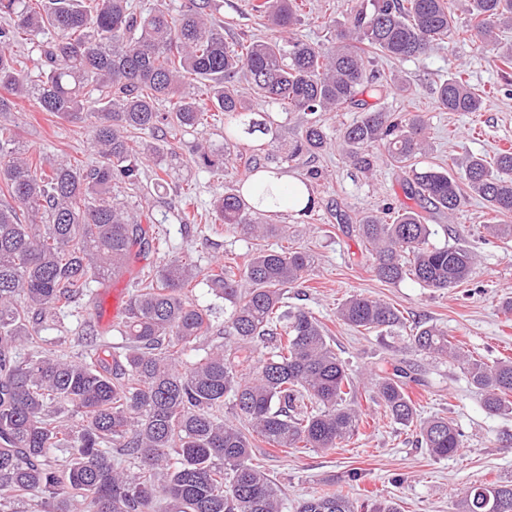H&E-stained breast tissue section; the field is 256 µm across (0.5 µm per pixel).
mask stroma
I'll return each mask as SVG.
<instances>
[{
	"mask_svg": "<svg viewBox=\"0 0 512 512\" xmlns=\"http://www.w3.org/2000/svg\"><path fill=\"white\" fill-rule=\"evenodd\" d=\"M247 3L212 0L214 16L224 23L227 44L271 33L266 20L251 14ZM355 4L356 0H306L294 31L308 41L325 42L329 33L321 14L331 13L341 22ZM369 68L390 86L383 100L389 111L424 113L429 148L418 159L420 167L449 169L465 155L490 157L497 149L512 146V74L504 75L493 55L471 39H452L422 59L378 58ZM459 71L470 84L486 91L482 111L450 112L438 107L439 84ZM7 121L45 162L76 157L91 165L98 160L89 127L63 122L42 112L33 101H19ZM202 137L223 145V122H216L200 137L178 136L175 156L165 160L169 171L165 187H156L146 177L139 185L115 189L129 209L140 214L143 225L153 227L159 249L136 259L129 271L107 286L91 287L102 308L97 319L99 337L112 346H121L122 340L113 335V320L107 312L113 305L124 304L143 267L172 256L185 257L204 270L219 263L229 267L254 247L253 241L226 231L223 225L181 221L183 190L194 188L199 209H208L226 187L236 184L243 169L238 160L226 164L219 174L197 167L193 149ZM309 166L322 173L314 187L319 201L316 214L306 218L287 206L279 222L289 245L311 252L315 263L306 275L303 293L288 289L284 300L288 306L309 309L327 327L333 350L356 381L354 401L363 422L359 435L347 446L327 451L310 448L283 453L253 438L252 461L282 489L284 512H295L297 503L309 494L338 490L360 499L368 494L377 500L394 499L401 512H454L458 496L467 487L512 478V413H487L457 364L415 351L406 333L359 332L340 320L337 310L355 294L380 299L397 308L407 323L433 325L447 332L450 341L487 364L512 358V314L503 310L504 301L512 297V240L486 231L493 215L483 201L471 198L453 220L435 217L430 221L431 243L459 245L476 254L466 283L435 291L409 278L382 282L373 271L374 257L358 233L355 217L406 204L401 172L380 155L372 171L360 173L334 146L311 156L307 166H284L280 172L295 182ZM85 316L80 308L65 313L55 326L42 330L43 347L56 354L83 352L85 346L77 338ZM397 365L412 368L420 379L411 386L410 395L419 403L422 417L448 418L462 431L463 446L456 454L431 459L418 447L415 431L391 422L383 406L373 400L370 375L392 371ZM354 469L362 474L355 483L348 479Z\"/></svg>",
	"mask_w": 512,
	"mask_h": 512,
	"instance_id": "stroma-1",
	"label": "stroma"
}]
</instances>
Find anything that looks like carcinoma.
<instances>
[{
    "label": "carcinoma",
    "mask_w": 512,
    "mask_h": 512,
    "mask_svg": "<svg viewBox=\"0 0 512 512\" xmlns=\"http://www.w3.org/2000/svg\"><path fill=\"white\" fill-rule=\"evenodd\" d=\"M249 6L276 34L231 47L210 0H185L176 15L161 4L145 16L131 0H0V88L72 124L91 125L99 150L94 165L66 160L47 169L0 123V193L16 203L0 205V512H17L15 505L33 496L38 512H75L77 504L90 512H155L160 499L164 512H282L278 485L251 462V438L275 448L330 450L358 434L361 415L349 402L356 385L325 325L304 307L283 310L286 289L303 287L313 262L306 251L258 247L237 277L165 258L135 287L115 325L124 351L106 342L76 358L40 350V328L68 308L97 307L90 284L120 275L145 241L137 217L112 201V185L141 180L134 139L202 131L224 116V148L201 144L194 162L222 171L246 137L244 176L206 214L188 210L186 196L182 221L219 222L265 238L279 231L271 220L287 189H272L260 175L270 164L322 151L329 141L323 113L357 109L359 118L340 133L345 158L366 172L372 150L383 149L396 167L410 169L405 193L419 206H388L358 219L379 280L411 276L438 290L466 282L474 254L429 243L426 220L453 218L468 196L499 217L486 225L490 234L512 239V148L489 160L466 156L458 177L417 168L426 151L424 116L387 111V84L367 72L375 57L417 59L453 35L449 0H364L328 48L294 33L303 0ZM469 11L463 33L493 53L502 72L512 69V44L497 37L512 23V0H469ZM23 42L37 44L36 54L11 51ZM253 99L303 113L299 137L281 145L279 125L255 111ZM484 99L461 73L437 90L439 106L450 112H478ZM320 177L306 170L294 191L306 197L299 212L307 218L319 207L313 184ZM192 283L224 300V334L234 337V354L247 360L254 344L271 340L256 372L243 373L220 345L184 366L183 357L213 329L212 308L188 295ZM339 317L359 331L403 325L397 308L361 296L347 299ZM409 341L458 362L488 413H512L511 359L490 366L432 325L414 327ZM24 346L34 353L21 356ZM409 378L402 366L376 375L386 415L417 427L431 457L456 453L460 430L446 418L420 417L406 391ZM226 399L246 426L217 415ZM70 409L81 424L70 422ZM53 448L65 449L66 459L52 457ZM114 453L133 460L134 470L123 469ZM363 508L341 492L314 493L298 512ZM455 512H512V479L468 488Z\"/></svg>",
    "instance_id": "cac0c4a2"
}]
</instances>
